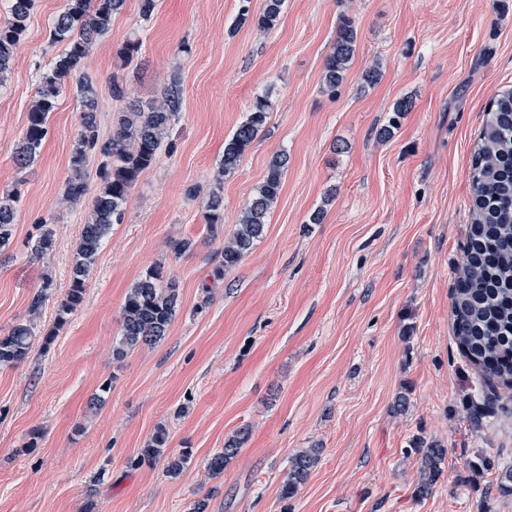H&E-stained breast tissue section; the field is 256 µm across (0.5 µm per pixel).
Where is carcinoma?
Returning a JSON list of instances; mask_svg holds the SVG:
<instances>
[{
  "label": "carcinoma",
  "instance_id": "carcinoma-1",
  "mask_svg": "<svg viewBox=\"0 0 512 512\" xmlns=\"http://www.w3.org/2000/svg\"><path fill=\"white\" fill-rule=\"evenodd\" d=\"M285 0H264L255 25L266 31L274 28ZM125 0H66L64 9L54 19L52 41L63 50L39 71L36 98L28 110L27 125L15 152L20 168L32 164L47 134L48 118L56 108L66 82L76 81L81 103L79 130L74 139L63 198L80 202L89 192L85 173L89 157L99 158L96 169L97 193L93 207L83 224L72 262L71 285L57 309L56 326H63L83 302L84 284L98 250L112 225L123 221L132 190L140 177L159 159L168 139L171 123L182 108V89L176 80L165 84L160 97L128 103L119 112L112 135H99L98 101L94 87L85 73L94 43L112 26ZM34 0H10L7 22L0 24V85L10 73L14 49L22 40ZM357 31L349 18L340 22L322 74V89L330 94L342 85L355 54ZM407 98L396 101L393 116L381 128L382 139L391 138L403 113L410 111ZM272 107L270 96L255 98L246 119L240 122L224 142V155L218 167V186L210 190L205 221L212 235L224 226L223 178L232 174L268 122ZM288 156L275 154L266 175L256 186L242 210L237 228L222 248V268L236 267L265 232L267 217L276 204ZM471 224L463 247V259L456 271L452 293L454 334L465 357L489 376L512 387V90L497 95L477 143L471 171ZM20 190L0 192V250L7 247L15 224ZM30 236L31 251L36 256L50 254L55 247V231L45 222L35 225ZM178 288L164 281L162 269L152 266L130 287L121 312V336L112 350L120 359L141 346L160 342L168 335L178 308ZM34 331L27 324L14 326L0 335V365L16 364L27 358L33 345ZM249 438V429L241 428L224 441V448L207 461L208 471L218 476L236 457ZM168 434L159 428L145 448L131 460V466L152 465L165 460V473L175 478L189 459L185 451L179 457L165 456ZM412 448L419 455L420 478L416 495L429 496L441 474L448 449L437 441L417 436ZM318 462L315 448L303 449L291 459L287 478L280 487L284 501L294 497Z\"/></svg>",
  "mask_w": 512,
  "mask_h": 512
}]
</instances>
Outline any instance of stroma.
Here are the masks:
<instances>
[{"instance_id": "35a3bbf8", "label": "stroma", "mask_w": 512, "mask_h": 512, "mask_svg": "<svg viewBox=\"0 0 512 512\" xmlns=\"http://www.w3.org/2000/svg\"><path fill=\"white\" fill-rule=\"evenodd\" d=\"M64 0H35L0 86V191L20 186L10 246L0 253V334L30 323L50 348L0 366V512H512L497 479L512 466V388L485 380L460 353L452 287L470 222L471 164L490 102L512 88V0H286L268 31L239 24L240 0H158L149 22L126 0L93 46L86 72L109 137L119 104L158 97L177 78L182 110L169 148L144 173L64 326L57 306L91 199L62 203L80 100L65 91L33 164L14 151L36 97L38 66L61 52L50 29ZM358 40L336 94L321 85L342 17ZM141 42L137 59L119 54ZM383 76L363 79L373 64ZM268 123L223 180L224 229L204 219L224 142L256 95ZM410 99L381 141L394 103ZM287 153L283 189L263 237L233 269L221 251L271 158ZM324 209L322 223L311 214ZM55 249L32 255L39 221ZM188 239L177 255L171 241ZM175 281L180 305L160 343L114 359L126 294L148 267ZM53 285L39 309L44 279ZM104 403L89 410L102 384ZM406 394L405 412L393 405ZM165 427L178 478L131 459ZM248 442L211 476L237 429ZM448 455L432 494L415 495L413 437ZM319 460L279 498L290 460ZM249 434L248 428H240L233 435L228 437V439L224 441V448L211 455L208 459V471L214 476L223 474L224 469L236 457L244 443L248 440Z\"/></svg>"}]
</instances>
